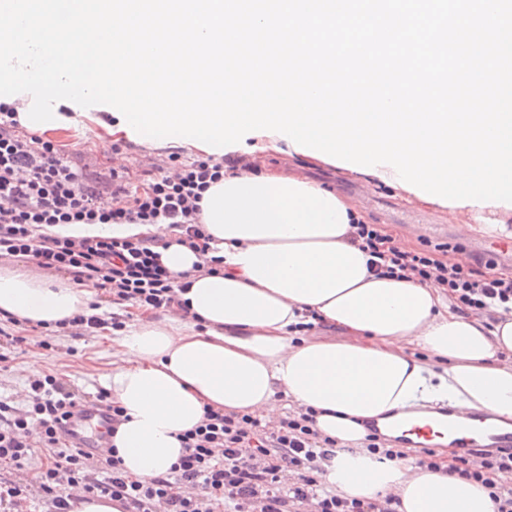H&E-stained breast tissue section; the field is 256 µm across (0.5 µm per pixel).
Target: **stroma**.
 Listing matches in <instances>:
<instances>
[{"instance_id":"obj_1","label":"stroma","mask_w":512,"mask_h":512,"mask_svg":"<svg viewBox=\"0 0 512 512\" xmlns=\"http://www.w3.org/2000/svg\"><path fill=\"white\" fill-rule=\"evenodd\" d=\"M56 141L75 154L78 164L93 172H107L112 144L100 140L95 129L69 131L57 135ZM288 168L329 184L348 199L353 198L354 188L361 183L360 178L305 158L289 159ZM367 194L370 201L362 206L366 216L409 246L420 247L425 240L434 244L454 243L453 227L446 213L404 205L390 189L383 186L371 187ZM5 329L25 339L24 344L17 348L0 347V357L7 358L10 365L9 370L0 371V400L12 406H23L31 371L62 376L67 389L84 400L95 399L103 380L112 372V352L103 332L80 338L53 335L49 338V347L45 348L31 340L29 326L9 323Z\"/></svg>"}]
</instances>
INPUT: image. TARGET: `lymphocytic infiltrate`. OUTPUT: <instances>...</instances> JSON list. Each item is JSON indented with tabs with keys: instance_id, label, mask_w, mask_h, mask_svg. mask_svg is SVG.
Listing matches in <instances>:
<instances>
[{
	"instance_id": "f902f5d3",
	"label": "lymphocytic infiltrate",
	"mask_w": 512,
	"mask_h": 512,
	"mask_svg": "<svg viewBox=\"0 0 512 512\" xmlns=\"http://www.w3.org/2000/svg\"><path fill=\"white\" fill-rule=\"evenodd\" d=\"M139 176L129 166L99 177L50 139L21 130L14 108L0 104V260L68 274L73 283L108 296L118 307L188 316L179 298L187 282L161 262L163 238L58 234L65 224H166L180 229V244L200 256L198 271H219L211 237L199 221L204 193L225 169L244 170L243 158L225 155L180 159L146 156ZM350 240L367 251L375 271L435 282L460 312L494 315L512 304V279H480L482 258L448 263L446 251L462 245L408 249L392 242L380 225L356 224ZM79 404L62 377L29 382L27 404L0 402V466L17 480L0 481V512H14L27 491L40 492L52 512H71L73 502L108 496L123 512H397L393 495L364 501L323 487L320 476L336 456V443L314 427L310 409L277 423L249 414L206 408L201 422L181 434L183 455L169 472L148 480L120 468L117 448L97 461L63 432ZM454 474L480 482L497 512H512V448L476 449L458 457Z\"/></svg>"
}]
</instances>
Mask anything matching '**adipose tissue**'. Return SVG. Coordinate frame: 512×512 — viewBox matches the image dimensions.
<instances>
[{"label":"adipose tissue","mask_w":512,"mask_h":512,"mask_svg":"<svg viewBox=\"0 0 512 512\" xmlns=\"http://www.w3.org/2000/svg\"><path fill=\"white\" fill-rule=\"evenodd\" d=\"M200 221L223 257L221 271L195 273L199 257L163 224H70L66 236L170 238L162 262L191 273L185 293L202 330L135 318L112 339L117 365L106 387L125 411L114 444L126 475L169 471L180 433L206 408L276 417L282 403L315 412L335 439L325 477L347 498L398 494L399 512H496L488 489L412 458L365 450V420L404 414L431 422L428 405L512 420V312L489 319L454 308L432 283L378 276L351 244L363 211L332 187L294 174L225 171L203 195ZM88 291L25 270L0 269V313L53 324L86 310ZM343 340L307 336L306 324Z\"/></svg>","instance_id":"1"}]
</instances>
